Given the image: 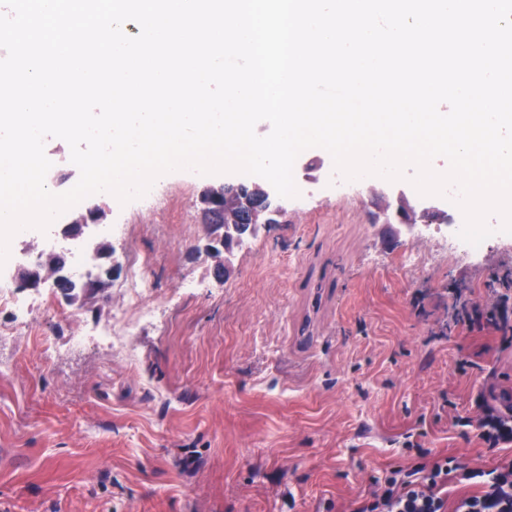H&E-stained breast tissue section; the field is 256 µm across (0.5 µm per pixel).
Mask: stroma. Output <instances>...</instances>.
Segmentation results:
<instances>
[{
	"label": "stroma",
	"mask_w": 512,
	"mask_h": 512,
	"mask_svg": "<svg viewBox=\"0 0 512 512\" xmlns=\"http://www.w3.org/2000/svg\"><path fill=\"white\" fill-rule=\"evenodd\" d=\"M45 153L54 193L71 189L68 144L48 138ZM244 179L182 170L157 180L150 203H78L125 225L112 245L147 259L158 315L131 362L92 334L111 322L118 289L72 305L41 288L53 363L25 334L0 344V512H350L418 449L484 470L505 457L453 419L474 414L478 394L512 388V346L449 330L448 291L489 304L512 245L473 264L431 238L386 248L365 184L323 185L289 204L287 223L244 237L220 278L195 201ZM79 325L91 337L74 349ZM468 355L475 367L460 369Z\"/></svg>",
	"instance_id": "35a3bbf8"
}]
</instances>
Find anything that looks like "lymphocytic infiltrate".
I'll use <instances>...</instances> for the list:
<instances>
[{"mask_svg": "<svg viewBox=\"0 0 512 512\" xmlns=\"http://www.w3.org/2000/svg\"><path fill=\"white\" fill-rule=\"evenodd\" d=\"M490 305L480 306L461 289H454L451 320L468 331L491 329L506 334L512 344V279L501 277ZM478 412L459 416L455 424L475 428L487 447L512 444V408L499 409L485 398L477 400ZM461 473L463 480L478 484V492L448 500V481ZM351 512H512V459L489 471H460L452 458L429 460L391 471L372 492L368 501L357 503Z\"/></svg>", "mask_w": 512, "mask_h": 512, "instance_id": "f902f5d3", "label": "lymphocytic infiltrate"}]
</instances>
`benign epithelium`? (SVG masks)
Segmentation results:
<instances>
[{
  "label": "benign epithelium",
  "instance_id": "obj_1",
  "mask_svg": "<svg viewBox=\"0 0 512 512\" xmlns=\"http://www.w3.org/2000/svg\"><path fill=\"white\" fill-rule=\"evenodd\" d=\"M251 186L252 190L256 191L252 202L253 223L244 226L216 221L217 216L224 214V197L238 193V185L224 183L218 187L210 186L198 198L202 223L209 228V243L206 245V250L224 254V261L215 268L216 275L219 277L224 275L233 247L238 243L241 235L255 233L262 226L276 224L280 219H288V210L275 204L277 193L269 183L253 182ZM367 191L383 203L381 209L383 223L396 225L398 233L409 232L417 221H423L433 214L442 212L437 197L428 196L415 200L404 190L387 181L371 182L367 186ZM103 217L104 214L93 207L86 213L79 214L66 225L62 235L66 238H80L87 224L98 223ZM90 250L93 259L102 262L101 272L79 283L81 288L79 302L81 303L100 296L109 287L112 275L117 270L111 243L95 240L90 243ZM16 281L19 288L32 291L39 290L50 281L53 288L66 299L73 293L72 279L66 270V257L62 252L47 253L35 265L20 266Z\"/></svg>",
  "mask_w": 512,
  "mask_h": 512
}]
</instances>
